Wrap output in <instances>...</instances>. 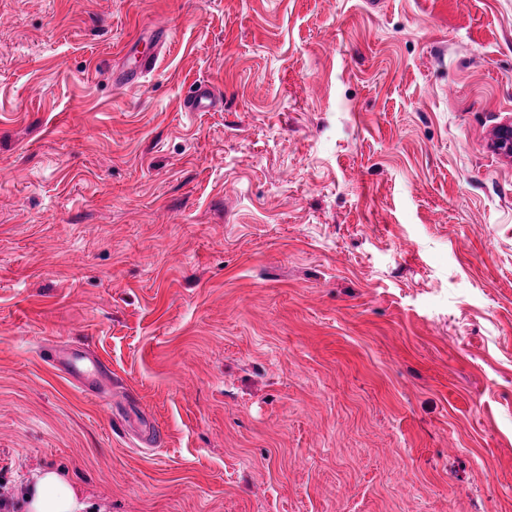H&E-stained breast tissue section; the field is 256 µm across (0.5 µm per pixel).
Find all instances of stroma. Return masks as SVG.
Returning a JSON list of instances; mask_svg holds the SVG:
<instances>
[{
	"instance_id": "stroma-1",
	"label": "stroma",
	"mask_w": 512,
	"mask_h": 512,
	"mask_svg": "<svg viewBox=\"0 0 512 512\" xmlns=\"http://www.w3.org/2000/svg\"><path fill=\"white\" fill-rule=\"evenodd\" d=\"M506 122L512 0H0V482L512 512ZM155 50L153 54L143 56L134 70H129L125 74V79L128 81H135L140 76L150 72L157 61V56L164 43L163 33L158 32L153 37ZM219 98L213 87L206 83H200L185 98L183 106L187 112H210L217 107ZM52 361L79 375L88 382H95L105 374H110L109 366L100 358L89 355L83 349H70L50 352Z\"/></svg>"
}]
</instances>
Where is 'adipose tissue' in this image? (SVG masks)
Returning a JSON list of instances; mask_svg holds the SVG:
<instances>
[{
	"label": "adipose tissue",
	"instance_id": "ef3b65f1",
	"mask_svg": "<svg viewBox=\"0 0 512 512\" xmlns=\"http://www.w3.org/2000/svg\"><path fill=\"white\" fill-rule=\"evenodd\" d=\"M80 487L64 472L53 469L35 470L21 506L24 512H83Z\"/></svg>",
	"mask_w": 512,
	"mask_h": 512
}]
</instances>
